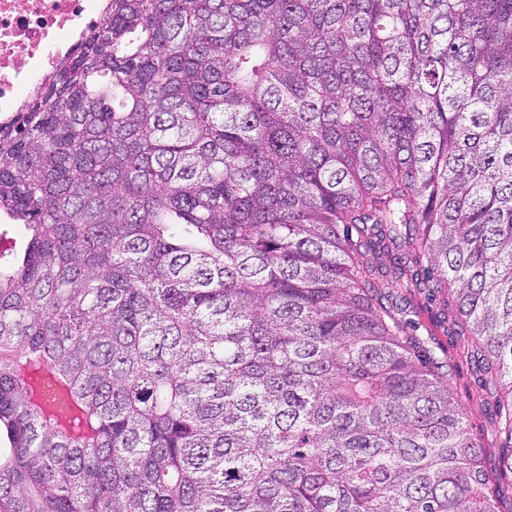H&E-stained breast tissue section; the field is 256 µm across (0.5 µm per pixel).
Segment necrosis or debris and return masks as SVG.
<instances>
[{
	"mask_svg": "<svg viewBox=\"0 0 512 512\" xmlns=\"http://www.w3.org/2000/svg\"><path fill=\"white\" fill-rule=\"evenodd\" d=\"M102 18V0H0V113L40 85L67 38Z\"/></svg>",
	"mask_w": 512,
	"mask_h": 512,
	"instance_id": "obj_1",
	"label": "necrosis or debris"
}]
</instances>
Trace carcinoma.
Instances as JSON below:
<instances>
[{"mask_svg": "<svg viewBox=\"0 0 512 512\" xmlns=\"http://www.w3.org/2000/svg\"><path fill=\"white\" fill-rule=\"evenodd\" d=\"M0 214V512H500L399 300L512 472V0H107ZM408 301L417 312L409 317L418 322L417 333L427 338L429 347L438 358L450 363H458L459 367L450 379L455 395L467 410V427L472 438L483 447V457L492 487L499 490L500 510H512V474L501 464L502 440L492 430L488 411L483 399L478 395L471 370L462 363L456 352L455 339L448 336L446 326L440 316L438 302H433L422 294L408 295Z\"/></svg>", "mask_w": 512, "mask_h": 512, "instance_id": "carcinoma-1", "label": "carcinoma"}]
</instances>
